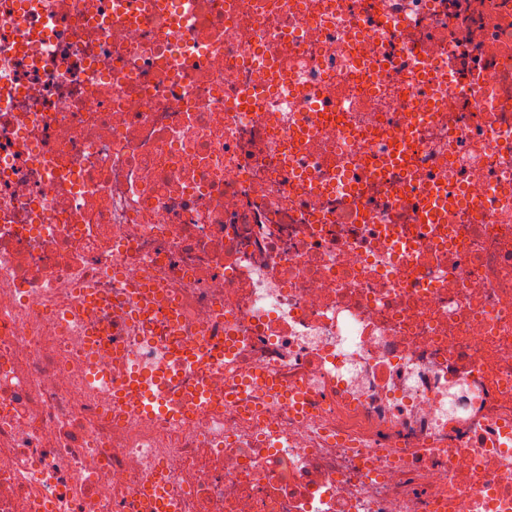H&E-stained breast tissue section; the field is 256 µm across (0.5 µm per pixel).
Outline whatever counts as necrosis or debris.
Returning <instances> with one entry per match:
<instances>
[{
  "label": "necrosis or debris",
  "instance_id": "obj_1",
  "mask_svg": "<svg viewBox=\"0 0 512 512\" xmlns=\"http://www.w3.org/2000/svg\"><path fill=\"white\" fill-rule=\"evenodd\" d=\"M148 278L92 388L80 284ZM180 322L169 326L166 308ZM302 388L295 411L256 373ZM512 512V0H0V512ZM167 377L168 375L163 372L151 374L135 369H130L127 374L126 369L123 387L119 392L112 394V407L118 412L141 410L144 407L147 409L156 407L161 412L166 411L162 404L154 405L153 398L148 394V388L151 384L158 385L161 381H166ZM143 397L147 401L145 404L142 402Z\"/></svg>",
  "mask_w": 512,
  "mask_h": 512
}]
</instances>
